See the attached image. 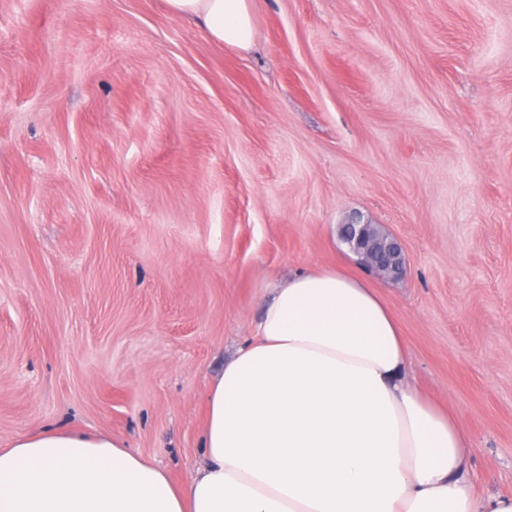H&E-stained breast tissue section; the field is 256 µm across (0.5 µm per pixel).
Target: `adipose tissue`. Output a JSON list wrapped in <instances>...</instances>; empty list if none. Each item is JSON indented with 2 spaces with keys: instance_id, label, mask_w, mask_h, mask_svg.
<instances>
[{
  "instance_id": "obj_1",
  "label": "adipose tissue",
  "mask_w": 512,
  "mask_h": 512,
  "mask_svg": "<svg viewBox=\"0 0 512 512\" xmlns=\"http://www.w3.org/2000/svg\"><path fill=\"white\" fill-rule=\"evenodd\" d=\"M217 43H253L254 0H166ZM409 346L356 273L278 284L213 382L184 485L106 435L47 428L0 448V512H512L477 492L454 416L405 375Z\"/></svg>"
}]
</instances>
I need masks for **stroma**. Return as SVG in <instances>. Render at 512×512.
<instances>
[{"label": "stroma", "instance_id": "obj_1", "mask_svg": "<svg viewBox=\"0 0 512 512\" xmlns=\"http://www.w3.org/2000/svg\"><path fill=\"white\" fill-rule=\"evenodd\" d=\"M239 50L166 0H0V448L103 433L188 482L271 285L372 278L408 377L512 494V0H255ZM344 225L347 227L345 240L350 244L351 251L360 258L361 266L377 276L385 273L402 274V248L395 239L391 238V242L382 244L385 238L374 231L372 224Z\"/></svg>", "mask_w": 512, "mask_h": 512}]
</instances>
